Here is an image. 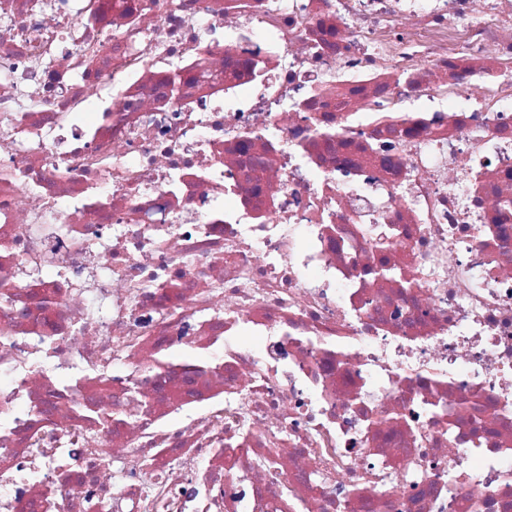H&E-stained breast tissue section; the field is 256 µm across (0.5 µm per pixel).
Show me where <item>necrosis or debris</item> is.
I'll return each instance as SVG.
<instances>
[{
	"mask_svg": "<svg viewBox=\"0 0 512 512\" xmlns=\"http://www.w3.org/2000/svg\"><path fill=\"white\" fill-rule=\"evenodd\" d=\"M0 512H512V0H0Z\"/></svg>",
	"mask_w": 512,
	"mask_h": 512,
	"instance_id": "1",
	"label": "necrosis or debris"
}]
</instances>
